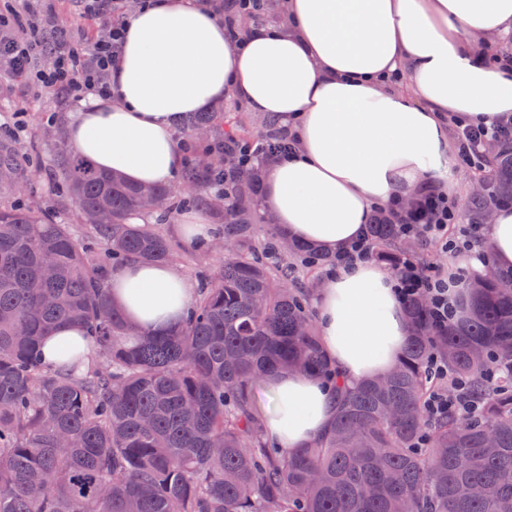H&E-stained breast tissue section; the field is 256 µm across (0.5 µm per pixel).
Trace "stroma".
I'll list each match as a JSON object with an SVG mask.
<instances>
[{
    "mask_svg": "<svg viewBox=\"0 0 512 512\" xmlns=\"http://www.w3.org/2000/svg\"><path fill=\"white\" fill-rule=\"evenodd\" d=\"M37 22L63 31L83 50L103 26L102 20L83 14L74 0H27L26 10L10 17L4 32L21 37ZM79 109L72 100L39 93L31 80L0 81V154L27 161L14 182L0 183V204L39 206L57 201L51 160L65 146L70 119ZM176 229L173 223L161 227L176 248L175 266L195 279L209 274L218 255H197Z\"/></svg>",
    "mask_w": 512,
    "mask_h": 512,
    "instance_id": "stroma-1",
    "label": "stroma"
}]
</instances>
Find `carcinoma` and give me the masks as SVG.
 <instances>
[{
    "mask_svg": "<svg viewBox=\"0 0 512 512\" xmlns=\"http://www.w3.org/2000/svg\"><path fill=\"white\" fill-rule=\"evenodd\" d=\"M201 128L208 137L185 158L190 197L58 152L65 201L88 239L45 208L0 207V512H512V271L465 278V310L443 328L425 300L410 301L401 358L347 388L295 280L329 257L281 234L241 173L214 231L224 261L179 330L147 335L112 301L120 267L173 260L155 225L189 203L214 208L213 178L230 156L218 144L244 135L224 112L186 119V132ZM479 172L462 203L471 224L512 205V143L492 146ZM260 222L271 231L264 241ZM369 231L373 257L397 269L408 247L395 225ZM64 324L89 331L92 354L50 368L42 343ZM433 354L449 388L463 377L482 398L477 417L427 419ZM281 370L323 379L338 403L328 431L290 454L268 442L257 413L259 387Z\"/></svg>",
    "mask_w": 512,
    "mask_h": 512,
    "instance_id": "carcinoma-1",
    "label": "carcinoma"
}]
</instances>
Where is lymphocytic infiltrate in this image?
I'll return each instance as SVG.
<instances>
[{"instance_id": "lymphocytic-infiltrate-1", "label": "lymphocytic infiltrate", "mask_w": 512, "mask_h": 512, "mask_svg": "<svg viewBox=\"0 0 512 512\" xmlns=\"http://www.w3.org/2000/svg\"><path fill=\"white\" fill-rule=\"evenodd\" d=\"M84 2L87 13L107 21L104 34L91 51H78L68 36L60 33L50 44L51 66L32 70V41L41 33L40 24L35 23L30 28V38H0V78L12 80L32 75L42 92L61 94L77 102L106 95L112 69L122 50L123 24L115 18L121 0ZM452 130L457 163L471 166L480 162L485 144L512 139V120L490 125L456 121ZM373 214L395 224L401 236L441 240L444 250L449 253L455 254L483 242L481 225L458 223L455 199L434 185L423 187L411 199L375 208ZM395 281L403 300L427 296L429 316L435 327H444L455 318L456 306L449 301L448 290L438 270L405 261L397 268Z\"/></svg>"}]
</instances>
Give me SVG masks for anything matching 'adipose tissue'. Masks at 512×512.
<instances>
[{
    "mask_svg": "<svg viewBox=\"0 0 512 512\" xmlns=\"http://www.w3.org/2000/svg\"><path fill=\"white\" fill-rule=\"evenodd\" d=\"M512 37V0H288L281 26L232 42L195 0H148L124 25L105 98L73 117L69 142L99 168L138 184L177 178L182 117L233 97L275 116L299 142L266 167L262 208L291 239L333 253L359 237L374 207L448 182L447 117L512 118V73L488 65L483 36ZM407 72L414 95L387 81ZM460 265L512 270V209L496 212L487 249ZM167 263L132 262L112 299L142 330L179 326L197 293ZM315 310L321 345L349 387L384 374L408 322L391 272L364 262L325 277ZM279 407L270 442L310 445L331 425L328 385L301 372L267 378Z\"/></svg>",
    "mask_w": 512,
    "mask_h": 512,
    "instance_id": "ef3b65f1",
    "label": "adipose tissue"
}]
</instances>
